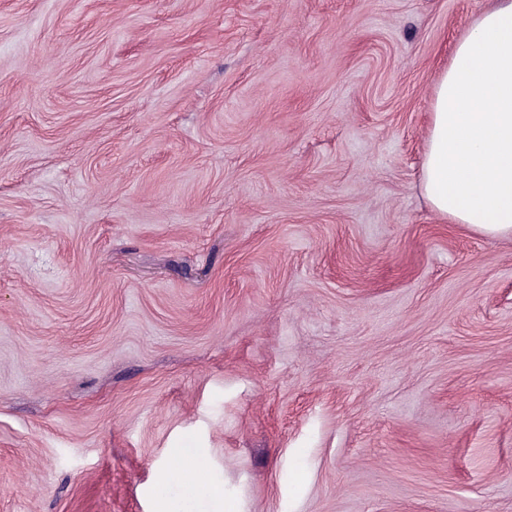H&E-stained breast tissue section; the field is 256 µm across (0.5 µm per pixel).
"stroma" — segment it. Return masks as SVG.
I'll return each mask as SVG.
<instances>
[{"instance_id": "stroma-1", "label": "stroma", "mask_w": 512, "mask_h": 512, "mask_svg": "<svg viewBox=\"0 0 512 512\" xmlns=\"http://www.w3.org/2000/svg\"><path fill=\"white\" fill-rule=\"evenodd\" d=\"M493 0H0V512H512V237L419 188Z\"/></svg>"}]
</instances>
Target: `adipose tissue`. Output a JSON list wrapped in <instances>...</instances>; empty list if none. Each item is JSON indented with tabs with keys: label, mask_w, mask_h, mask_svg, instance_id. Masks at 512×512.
<instances>
[{
	"label": "adipose tissue",
	"mask_w": 512,
	"mask_h": 512,
	"mask_svg": "<svg viewBox=\"0 0 512 512\" xmlns=\"http://www.w3.org/2000/svg\"><path fill=\"white\" fill-rule=\"evenodd\" d=\"M419 183L450 223L512 235V0L474 22L440 76Z\"/></svg>",
	"instance_id": "adipose-tissue-1"
}]
</instances>
